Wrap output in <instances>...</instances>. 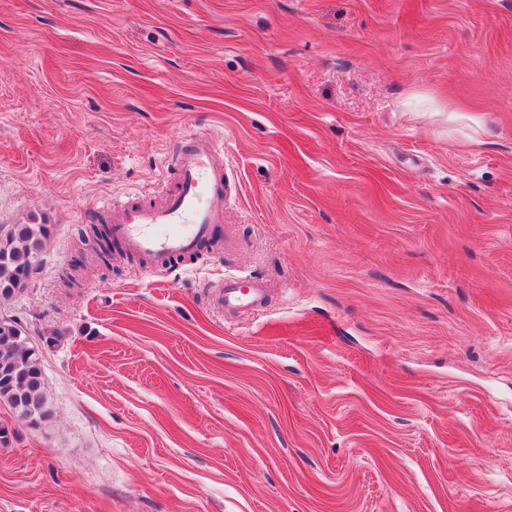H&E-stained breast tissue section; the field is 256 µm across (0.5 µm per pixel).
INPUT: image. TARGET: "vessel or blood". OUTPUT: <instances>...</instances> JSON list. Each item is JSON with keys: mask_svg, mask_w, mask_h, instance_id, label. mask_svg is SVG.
<instances>
[{"mask_svg": "<svg viewBox=\"0 0 512 512\" xmlns=\"http://www.w3.org/2000/svg\"><path fill=\"white\" fill-rule=\"evenodd\" d=\"M174 164L177 183L173 190L163 192L162 203H113L105 208L113 239L142 261L148 275L159 259L196 253L224 221L223 210L215 204L224 194V170L215 139L207 133L197 134L175 152ZM263 296L259 284L230 277L221 283L217 301L233 309L249 308Z\"/></svg>", "mask_w": 512, "mask_h": 512, "instance_id": "b4317fda", "label": "vessel or blood"}]
</instances>
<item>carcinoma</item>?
I'll list each match as a JSON object with an SVG mask.
<instances>
[{
	"instance_id": "1",
	"label": "carcinoma",
	"mask_w": 512,
	"mask_h": 512,
	"mask_svg": "<svg viewBox=\"0 0 512 512\" xmlns=\"http://www.w3.org/2000/svg\"><path fill=\"white\" fill-rule=\"evenodd\" d=\"M48 235L44 224H14L0 236V299L23 291ZM39 350L15 318L0 319V401L31 424L48 416Z\"/></svg>"
}]
</instances>
